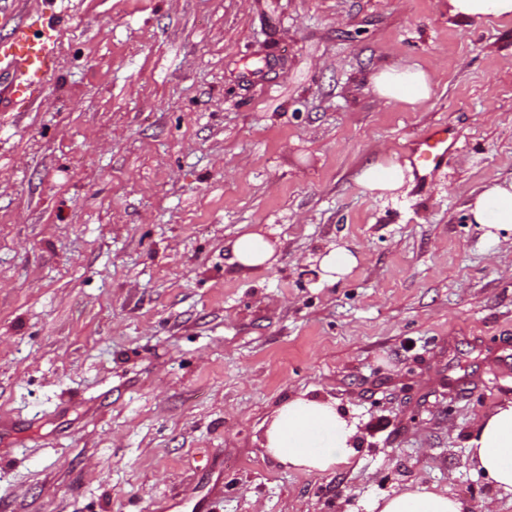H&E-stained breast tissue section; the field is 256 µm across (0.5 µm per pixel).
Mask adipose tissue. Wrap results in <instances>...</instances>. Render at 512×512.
<instances>
[{
    "mask_svg": "<svg viewBox=\"0 0 512 512\" xmlns=\"http://www.w3.org/2000/svg\"><path fill=\"white\" fill-rule=\"evenodd\" d=\"M374 90L380 98L415 105L430 98L432 81L425 70L392 65L375 76ZM467 213L488 238L512 232V180L485 185L468 202ZM358 441L354 422L335 403L301 394L273 410L263 450L285 469L325 473L349 464ZM467 453L471 464L488 475L498 490L512 495V403L478 421ZM367 512H465V506L436 487L417 485L373 500Z\"/></svg>",
    "mask_w": 512,
    "mask_h": 512,
    "instance_id": "ef3b65f1",
    "label": "adipose tissue"
}]
</instances>
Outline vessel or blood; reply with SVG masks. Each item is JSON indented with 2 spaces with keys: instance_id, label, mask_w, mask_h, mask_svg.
<instances>
[{
  "instance_id": "vessel-or-blood-1",
  "label": "vessel or blood",
  "mask_w": 512,
  "mask_h": 512,
  "mask_svg": "<svg viewBox=\"0 0 512 512\" xmlns=\"http://www.w3.org/2000/svg\"><path fill=\"white\" fill-rule=\"evenodd\" d=\"M55 27L56 14L51 8L32 25L0 10V30L9 34L8 41L0 44V71L10 78L8 95L31 98L40 92L42 79L54 61ZM454 143L455 136L447 126L426 129L409 140L403 162L413 169L420 182H428L440 171Z\"/></svg>"
}]
</instances>
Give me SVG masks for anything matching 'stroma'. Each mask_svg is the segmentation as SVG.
<instances>
[{
  "mask_svg": "<svg viewBox=\"0 0 512 512\" xmlns=\"http://www.w3.org/2000/svg\"><path fill=\"white\" fill-rule=\"evenodd\" d=\"M55 62L0 106V512H365L421 483L512 512L467 456L512 402V20L448 0H57ZM399 64L410 106L373 92ZM428 184L358 182L431 125ZM245 232L270 269L234 263ZM358 258L339 280L318 260ZM355 420L353 462L281 468L272 411ZM373 81L376 94L388 101L415 105L429 99L432 93L431 77L420 68L388 66ZM471 224H479L485 236L497 239L501 231L512 232V180L492 182L472 196L467 204ZM357 264L353 252L345 247H336L324 254L320 260V269L324 279L338 280L347 275Z\"/></svg>",
  "mask_w": 512,
  "mask_h": 512,
  "instance_id": "1",
  "label": "stroma"
}]
</instances>
